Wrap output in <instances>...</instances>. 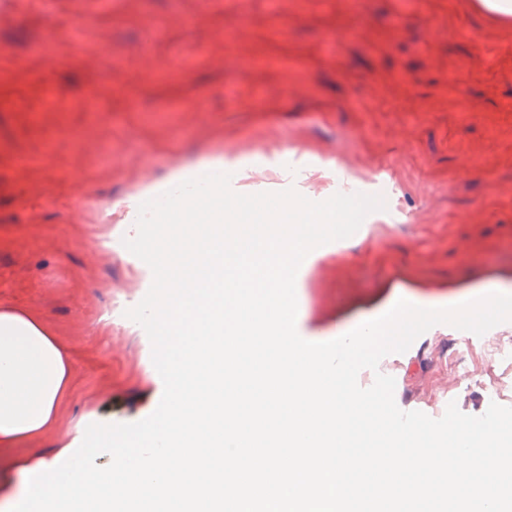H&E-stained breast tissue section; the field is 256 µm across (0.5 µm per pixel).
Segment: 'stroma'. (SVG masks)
<instances>
[{"mask_svg": "<svg viewBox=\"0 0 512 512\" xmlns=\"http://www.w3.org/2000/svg\"><path fill=\"white\" fill-rule=\"evenodd\" d=\"M62 15L83 22L80 46L45 40ZM0 62L54 66L72 106L0 193V303L48 321L75 380L19 467L157 408L151 343L125 315L149 268L116 237L135 236L123 214L141 192L203 163L240 165L242 194L383 197L340 254L304 271L306 333L350 331L404 293L438 307L512 284V27L466 0H0ZM97 94L111 111H82ZM485 344L443 330L379 366L402 410L438 418L453 401L479 416L489 375L512 406V363L487 362Z\"/></svg>", "mask_w": 512, "mask_h": 512, "instance_id": "1", "label": "stroma"}]
</instances>
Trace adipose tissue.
Wrapping results in <instances>:
<instances>
[{"label":"adipose tissue","mask_w":512,"mask_h":512,"mask_svg":"<svg viewBox=\"0 0 512 512\" xmlns=\"http://www.w3.org/2000/svg\"><path fill=\"white\" fill-rule=\"evenodd\" d=\"M71 387L67 348L36 313L0 304V471L12 451L47 436Z\"/></svg>","instance_id":"adipose-tissue-1"}]
</instances>
